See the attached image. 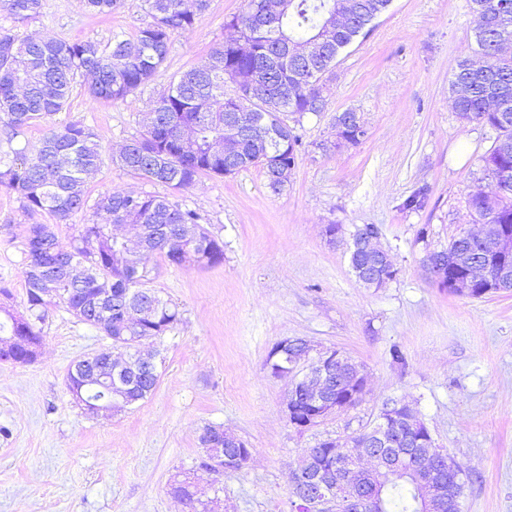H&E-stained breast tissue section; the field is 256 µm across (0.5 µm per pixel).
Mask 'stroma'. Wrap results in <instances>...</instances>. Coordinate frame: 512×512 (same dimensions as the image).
I'll return each mask as SVG.
<instances>
[{"instance_id":"stroma-1","label":"stroma","mask_w":512,"mask_h":512,"mask_svg":"<svg viewBox=\"0 0 512 512\" xmlns=\"http://www.w3.org/2000/svg\"><path fill=\"white\" fill-rule=\"evenodd\" d=\"M246 5L210 0L193 30L173 34L155 78L126 100L95 102L78 85L48 121L11 138L0 131V157L13 160L49 127H89L102 154L89 198L164 196L197 210L224 243L223 261L212 266L150 260V286L177 305L180 320L161 339L158 386L138 407L101 418L76 405L70 365L111 351L112 342L60 304L46 312L35 362H0V512H186L170 493L184 478L206 491L219 484L216 512H291L288 485L305 449L349 439L392 399L417 411L454 459L465 483L461 512H512V291L454 294L423 264L461 232L481 230L468 199L488 186L480 158L495 133L461 121L448 92L458 61L476 56L477 13L470 0H392L326 74L325 112L289 116L299 146L282 193L258 167L175 190L112 163L113 150L139 136L149 104L206 61ZM149 20L145 0H124L108 16L82 0H43L29 19L0 11V28L21 36L103 44L135 36ZM347 110L367 135L339 148L334 119ZM422 187L425 208L403 209ZM49 221L0 187V286L11 291L0 305L15 315L27 313L24 230ZM366 224L379 227L397 270L380 288L360 284L349 264L352 236ZM293 337L363 365L357 406L308 429L288 422L289 380L272 377L266 360ZM395 348L404 364L393 362ZM208 425L252 450L243 469L218 481L201 465L198 437Z\"/></svg>"}]
</instances>
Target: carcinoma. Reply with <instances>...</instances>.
I'll return each instance as SVG.
<instances>
[{
    "label": "carcinoma",
    "instance_id": "obj_1",
    "mask_svg": "<svg viewBox=\"0 0 512 512\" xmlns=\"http://www.w3.org/2000/svg\"><path fill=\"white\" fill-rule=\"evenodd\" d=\"M90 11L109 14L123 0H85ZM151 22L133 38L115 37L99 42L64 38H20L0 28V125L16 134L62 110L77 79L87 80L93 101L123 100L148 84L166 60L171 37L194 28L209 0H146ZM391 0H355L352 18L336 25V0H277L279 10L272 25L255 23L256 13L269 0H248L246 10L226 26L236 36L214 46L208 63L173 79L142 119L140 137L112 155V162L131 175L172 187L190 188L204 175H224V155L210 151V142L224 137V113L238 112L245 119L257 117L275 124L281 113L303 115L326 110L324 76L338 55L363 33L390 5ZM480 16L494 24L475 33L483 61L458 62L449 83L460 120L478 122L496 131L491 148L482 157L490 179L489 190L470 196L469 208L484 224H499L512 235V53L503 55L499 45L512 41V0H471ZM42 0H0V11L27 19L40 13ZM322 37L331 54L299 65L281 51L285 38L295 51ZM234 93L224 92V81ZM298 139H274L267 147L243 145L250 166H262L271 179L276 161L295 165ZM101 164L95 133L79 123L51 128L18 163L0 159V186L16 192L29 213H46L52 224H30L25 235L23 277L29 318L22 322L0 307V337H28L41 343L45 313L62 304L79 321L112 340L129 360L112 364V378L95 384L82 381L85 372L74 370L83 399L109 408L117 403L131 409L148 399L159 382L157 351H137L139 339H158L179 321L176 305L147 286V265L157 253L176 265H214L224 260L220 241L200 224L194 209L182 208L159 195L114 191L101 195L93 205L98 221L83 224L72 242L59 239L55 226L87 207V178ZM197 227V238L181 240L175 229ZM378 234L366 224L353 235L350 267L364 282L371 262L364 242ZM442 287L460 294L475 264L487 269L491 292L512 289V280L501 287L504 264L490 243L461 235L442 251ZM81 269V277L62 276L66 265ZM63 289L56 296L39 293L46 282ZM33 352L20 344H0V361L29 364ZM200 446L216 449L236 472V449L224 442V432L208 425L198 437ZM354 493L366 500L365 512H423L414 483L407 477L382 474L365 477Z\"/></svg>",
    "mask_w": 512,
    "mask_h": 512
}]
</instances>
